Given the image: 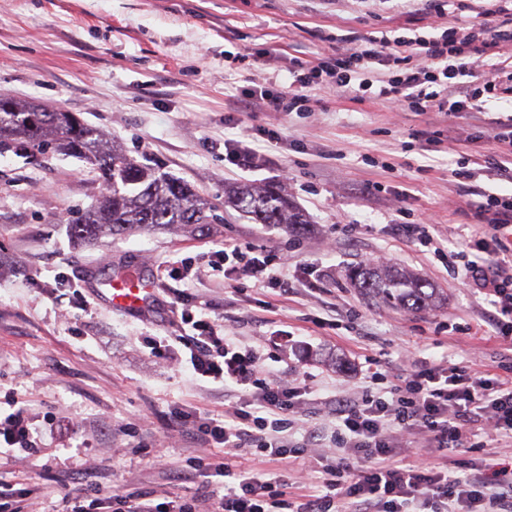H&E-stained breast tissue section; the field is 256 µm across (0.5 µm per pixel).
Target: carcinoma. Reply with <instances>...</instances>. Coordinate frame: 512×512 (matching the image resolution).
Returning a JSON list of instances; mask_svg holds the SVG:
<instances>
[{"mask_svg":"<svg viewBox=\"0 0 512 512\" xmlns=\"http://www.w3.org/2000/svg\"><path fill=\"white\" fill-rule=\"evenodd\" d=\"M17 146L73 156L89 165L100 184L106 186L97 205L70 226L72 237L80 242L172 224L202 231L214 221L209 203L189 184L109 143L102 132L76 113L1 95L0 148ZM224 204L250 215L258 224L289 227L303 223L274 186L232 188L224 192ZM347 278L372 296L406 310L435 303V288L408 271L387 266L354 267Z\"/></svg>","mask_w":512,"mask_h":512,"instance_id":"carcinoma-1","label":"carcinoma"}]
</instances>
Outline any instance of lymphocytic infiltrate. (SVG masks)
Returning a JSON list of instances; mask_svg holds the SVG:
<instances>
[{
    "mask_svg": "<svg viewBox=\"0 0 512 512\" xmlns=\"http://www.w3.org/2000/svg\"><path fill=\"white\" fill-rule=\"evenodd\" d=\"M512 42V9L499 25L483 22L448 27L431 34L366 38L333 59L319 58L293 71L288 90L253 89L272 112L309 111L317 92L354 99L382 100L399 110L478 112L483 99L497 95L502 81L512 82V62L494 64L490 76L480 72L484 57ZM488 137L496 145L488 174L512 183V114L498 118ZM276 133L260 130L224 142V157L237 169L257 168L259 143L274 144ZM471 206L478 220L457 250L447 253L449 265L463 283L474 284L492 312L476 332L499 343L500 373L450 365H415L397 384L372 371L370 384L353 401H337L336 427L330 436L334 455L324 469L323 495L294 503L286 492L288 478L261 480L242 470L238 458L300 454L317 440L309 430L303 441L285 444L284 431L294 428L290 414L307 386L277 382L261 364L257 350L243 346L223 324L195 313L182 293L171 303L175 331L151 339L152 354L175 352L202 381L238 393L223 419L191 420L178 411L174 418L191 428L204 448H220L223 459L189 460L186 478H221L224 494L212 512H337L351 501L356 512H404L415 500L438 506L440 512H512V465L460 477L449 468L450 451L462 447L472 427L486 428L494 441L512 443V193L477 189ZM212 268L225 275L242 274L254 286L279 288L288 294L287 257L260 245L225 240L209 251ZM400 432L434 456L401 466L393 432ZM41 438L28 426L23 410L0 416V447L38 456ZM113 512H198L196 500L160 502L152 491H131L112 497Z\"/></svg>",
    "mask_w": 512,
    "mask_h": 512,
    "instance_id": "lymphocytic-infiltrate-1",
    "label": "lymphocytic infiltrate"
}]
</instances>
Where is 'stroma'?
I'll use <instances>...</instances> for the list:
<instances>
[{
	"instance_id": "obj_1",
	"label": "stroma",
	"mask_w": 512,
	"mask_h": 512,
	"mask_svg": "<svg viewBox=\"0 0 512 512\" xmlns=\"http://www.w3.org/2000/svg\"><path fill=\"white\" fill-rule=\"evenodd\" d=\"M473 0L459 16L435 18L426 0H0V94L77 113L130 155L147 157L191 184L220 215L204 232L177 227L79 244L71 223L99 199L97 176L56 152L0 150V411L18 402L32 429L45 433L39 459L0 455V479L39 490L26 512H52L78 494L85 473L105 494L136 489L189 499L221 485L181 482L174 472L198 446L172 419L183 409L223 419L221 385L195 380L150 337L166 333L177 283L173 262L224 239L295 255V290L280 296L248 280L225 281L201 266L187 294L193 304L259 347L272 375L317 389L292 414L309 427L326 422L328 401L364 386L368 358L402 373L404 346L424 362L449 359L476 370L492 363L490 342L462 334L479 323L480 294L462 285L432 249L400 238L391 224L431 217L444 247L473 223L458 168L486 185L492 144L483 121L395 112L383 101L321 96L310 112L246 106L249 90L284 88L297 63L333 57L357 39L398 27H450L483 9ZM257 56L247 66L239 55ZM234 116L237 128L224 124ZM456 124L458 138L425 153L420 130ZM270 129L280 142L255 171L224 159L235 129ZM277 184L306 224L301 233L257 224L224 204L239 184ZM379 193L363 194L365 184ZM411 195L396 200L397 187ZM384 255L387 263L430 281L442 296L432 310H406L369 297L349 268ZM319 289L309 292V272ZM136 269L159 289L151 314L117 308L101 289L116 270ZM473 448L454 453L460 469L512 464V446L475 431ZM323 442L303 457L253 460L256 468L302 475L290 496L314 491Z\"/></svg>"
}]
</instances>
